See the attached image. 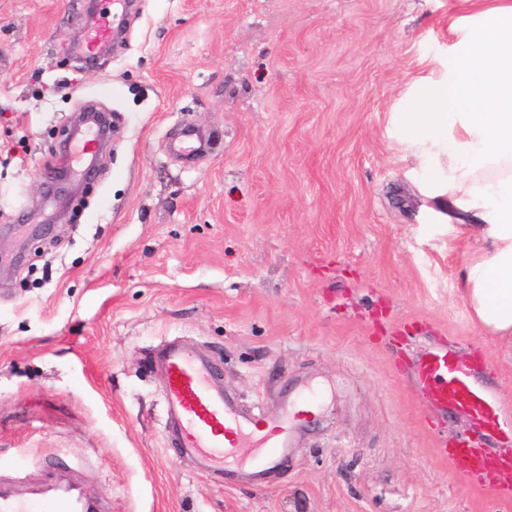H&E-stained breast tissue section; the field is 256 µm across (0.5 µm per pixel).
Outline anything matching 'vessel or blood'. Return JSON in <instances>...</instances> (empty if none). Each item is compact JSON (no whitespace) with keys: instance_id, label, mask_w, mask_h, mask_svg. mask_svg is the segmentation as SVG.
Listing matches in <instances>:
<instances>
[{"instance_id":"obj_1","label":"vessel or blood","mask_w":512,"mask_h":512,"mask_svg":"<svg viewBox=\"0 0 512 512\" xmlns=\"http://www.w3.org/2000/svg\"><path fill=\"white\" fill-rule=\"evenodd\" d=\"M121 29L111 14L92 22L75 49L83 59L94 58L119 39ZM162 373L165 426L180 448L195 457L201 472L227 465L271 469L291 452L299 428L298 405L318 406L315 392L305 388L295 402L276 417L260 406L242 408L224 391L212 360L176 344L167 345L156 359ZM473 369L463 360L437 351L414 368L417 388L428 404L468 414L479 426L504 431L507 422L489 396L473 381ZM453 460L467 475L493 483L505 462L477 453L471 447L454 449ZM19 460L0 461V512H108L106 502L83 485L76 466L56 463L34 481L18 477Z\"/></svg>"}]
</instances>
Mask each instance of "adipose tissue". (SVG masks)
I'll use <instances>...</instances> for the list:
<instances>
[{"label":"adipose tissue","instance_id":"adipose-tissue-1","mask_svg":"<svg viewBox=\"0 0 512 512\" xmlns=\"http://www.w3.org/2000/svg\"><path fill=\"white\" fill-rule=\"evenodd\" d=\"M450 28L447 79L425 84L404 121L446 153L436 195L478 244L463 274L471 318L512 345V0H481Z\"/></svg>","mask_w":512,"mask_h":512}]
</instances>
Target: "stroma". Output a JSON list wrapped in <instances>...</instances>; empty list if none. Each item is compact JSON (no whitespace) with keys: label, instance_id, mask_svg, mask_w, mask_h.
<instances>
[{"label":"stroma","instance_id":"obj_1","mask_svg":"<svg viewBox=\"0 0 512 512\" xmlns=\"http://www.w3.org/2000/svg\"><path fill=\"white\" fill-rule=\"evenodd\" d=\"M90 0H0V458L82 462L110 512H512L436 446L512 449L440 416L409 367L444 347L512 413V347L462 298L472 244L397 115L446 75L463 0H141L128 40L72 56ZM90 189L48 184L86 105ZM182 125L209 139L187 163ZM176 338L275 416L331 390L263 486L174 448L147 357Z\"/></svg>","mask_w":512,"mask_h":512}]
</instances>
